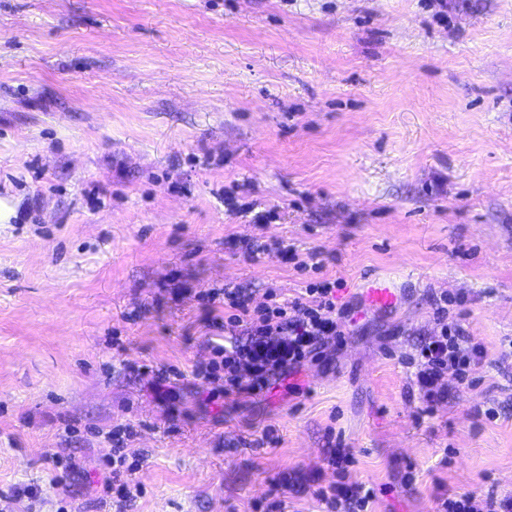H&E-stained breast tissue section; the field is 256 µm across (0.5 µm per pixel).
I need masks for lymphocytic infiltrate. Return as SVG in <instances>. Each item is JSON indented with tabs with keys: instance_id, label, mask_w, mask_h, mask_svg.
Wrapping results in <instances>:
<instances>
[{
	"instance_id": "1",
	"label": "lymphocytic infiltrate",
	"mask_w": 512,
	"mask_h": 512,
	"mask_svg": "<svg viewBox=\"0 0 512 512\" xmlns=\"http://www.w3.org/2000/svg\"><path fill=\"white\" fill-rule=\"evenodd\" d=\"M211 301L228 309L225 329L242 328V337L227 346H216L208 364L195 370L205 383L223 381L225 394L257 395L274 381L300 370L344 334L342 312L336 309V285L329 282L307 291L306 299L284 300L252 307L246 289L225 287L212 291ZM438 334L425 338L411 364L427 406L444 400L450 387L469 385L472 366L483 357L481 345L473 343L461 321L449 320L448 309L437 306ZM329 466L338 480L329 487H315L304 476L283 478V495L272 500L266 512H287L286 496L312 493L326 512H369L377 498L373 485L351 479L353 449L336 446L326 451ZM436 512H512V494L498 497L473 491L453 493L438 501Z\"/></svg>"
}]
</instances>
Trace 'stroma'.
<instances>
[{
    "instance_id": "35a3bbf8",
    "label": "stroma",
    "mask_w": 512,
    "mask_h": 512,
    "mask_svg": "<svg viewBox=\"0 0 512 512\" xmlns=\"http://www.w3.org/2000/svg\"><path fill=\"white\" fill-rule=\"evenodd\" d=\"M0 200L8 512H255L334 484L339 442L373 512L512 493V0H0ZM334 280L325 358L258 395L195 378L211 289ZM442 294L484 357L423 417L405 361Z\"/></svg>"
}]
</instances>
